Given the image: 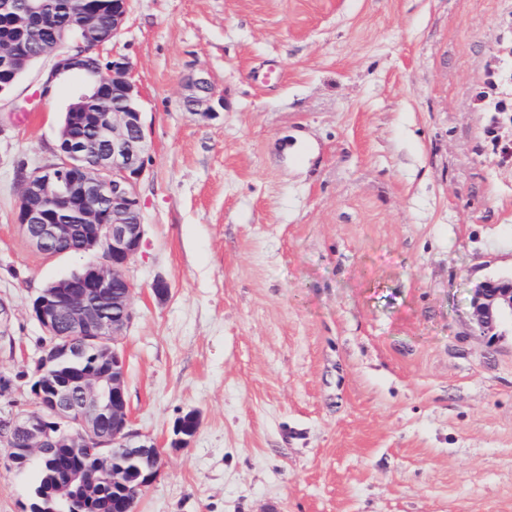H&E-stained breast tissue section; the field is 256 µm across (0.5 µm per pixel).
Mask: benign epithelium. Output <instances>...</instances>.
<instances>
[{"mask_svg":"<svg viewBox=\"0 0 512 512\" xmlns=\"http://www.w3.org/2000/svg\"><path fill=\"white\" fill-rule=\"evenodd\" d=\"M129 8L130 0H112V29L105 33L91 11L76 5L69 30L60 31L37 55L52 60L47 77L39 84V96H47L62 77L80 73L85 82L74 89L72 109L81 111L90 94L104 86L127 105H105L84 113L110 144L101 157L88 161L83 147L68 140L56 146L58 161L31 173L20 170L23 192L14 218L31 246L46 255L67 251L72 226L84 224L87 233L81 252L95 257L32 299V317L50 338L49 350L36 362L40 381L53 375L55 360H78L90 347H104L112 353V373L78 375L54 387L55 396L44 410L12 412L1 419L0 456L15 465L40 459L51 427L61 432L68 447L95 450L102 459L112 447L125 448L151 459L150 468L134 487V496L139 497L160 475L163 459L153 441L128 431L126 361L119 343L133 319L126 268L143 244L142 219L136 217L142 212L137 185L144 173L148 142L128 59L109 53L99 68L90 65V53L103 52L121 32ZM0 10L22 28L40 8L35 0L21 6L0 0ZM11 65V49L1 44L0 94L18 81L15 74L1 75ZM184 103L193 113L214 117L215 105L222 100L209 80L197 75L186 86ZM472 307L483 333L495 336L512 331V276L480 283Z\"/></svg>","mask_w":512,"mask_h":512,"instance_id":"1","label":"benign epithelium"}]
</instances>
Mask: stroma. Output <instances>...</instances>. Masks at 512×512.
Masks as SVG:
<instances>
[{
  "instance_id": "stroma-1",
  "label": "stroma",
  "mask_w": 512,
  "mask_h": 512,
  "mask_svg": "<svg viewBox=\"0 0 512 512\" xmlns=\"http://www.w3.org/2000/svg\"><path fill=\"white\" fill-rule=\"evenodd\" d=\"M108 50L149 145L120 348L129 429L164 464L136 512H512V334L472 318L512 273V0H132ZM50 66L0 96L20 410L31 300L89 260L14 222L17 169L55 162L70 103L65 80L32 97ZM197 74L216 117L184 105ZM29 483L0 461V512H28Z\"/></svg>"
}]
</instances>
